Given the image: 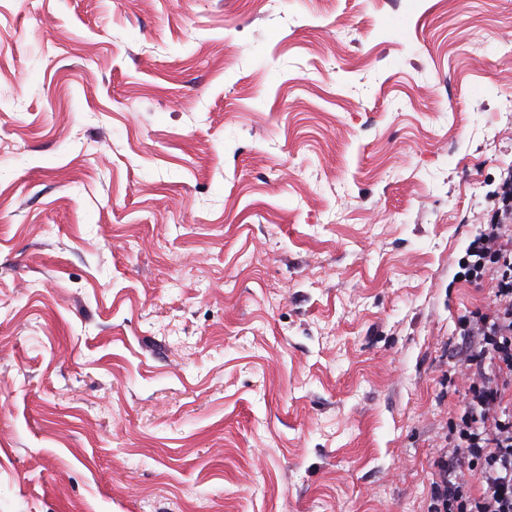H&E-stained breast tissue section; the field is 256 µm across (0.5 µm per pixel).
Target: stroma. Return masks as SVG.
I'll list each match as a JSON object with an SVG mask.
<instances>
[{"label": "stroma", "mask_w": 512, "mask_h": 512, "mask_svg": "<svg viewBox=\"0 0 512 512\" xmlns=\"http://www.w3.org/2000/svg\"><path fill=\"white\" fill-rule=\"evenodd\" d=\"M512 0H0V512H436Z\"/></svg>", "instance_id": "35a3bbf8"}]
</instances>
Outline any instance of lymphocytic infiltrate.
Returning a JSON list of instances; mask_svg holds the SVG:
<instances>
[{"label":"lymphocytic infiltrate","mask_w":512,"mask_h":512,"mask_svg":"<svg viewBox=\"0 0 512 512\" xmlns=\"http://www.w3.org/2000/svg\"><path fill=\"white\" fill-rule=\"evenodd\" d=\"M498 200L496 220L481 228L463 263L469 279H491L492 295L485 311L459 326L477 342L460 353L468 399L448 430L456 453L444 462L453 478L439 492L443 512H512V170Z\"/></svg>","instance_id":"obj_1"}]
</instances>
